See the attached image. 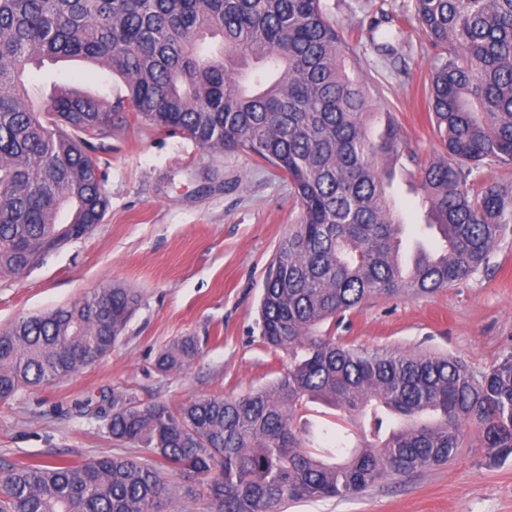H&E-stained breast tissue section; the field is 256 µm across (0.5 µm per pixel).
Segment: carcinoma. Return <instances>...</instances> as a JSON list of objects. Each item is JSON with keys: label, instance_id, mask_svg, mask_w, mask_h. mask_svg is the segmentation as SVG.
Wrapping results in <instances>:
<instances>
[{"label": "carcinoma", "instance_id": "obj_1", "mask_svg": "<svg viewBox=\"0 0 512 512\" xmlns=\"http://www.w3.org/2000/svg\"><path fill=\"white\" fill-rule=\"evenodd\" d=\"M433 51L429 85L443 154L418 170L427 208L404 271L406 223L387 181L400 128L371 107L346 38L321 0H0V275L20 274L103 220L95 142L128 110L209 152L241 149L287 178L300 224L271 261L261 339L291 358L276 381L177 405L112 399V440L148 455L19 464L0 459V512H172L169 473L208 512H286L346 499L447 462L476 426L487 458L512 455V352L488 371L436 355L347 348L321 326L376 295L432 293L486 273L512 223V184L473 173L512 163V0H415ZM221 38L206 54L200 38ZM77 59L122 81L111 106L27 83L45 62ZM138 299L111 286L0 330V401L105 358ZM198 343L161 350L160 373L188 368ZM312 401L356 413L358 443L316 453L295 418Z\"/></svg>", "mask_w": 512, "mask_h": 512}]
</instances>
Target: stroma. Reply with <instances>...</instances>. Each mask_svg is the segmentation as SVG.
<instances>
[{
	"label": "stroma",
	"mask_w": 512,
	"mask_h": 512,
	"mask_svg": "<svg viewBox=\"0 0 512 512\" xmlns=\"http://www.w3.org/2000/svg\"><path fill=\"white\" fill-rule=\"evenodd\" d=\"M348 39L373 108L399 125L404 158L393 183L406 217L403 239L418 236L421 192L416 163L441 154L428 112L433 55L414 15V0H322ZM386 17L396 55L377 52L370 18ZM111 86L121 81L89 66L45 64L29 90L47 102L54 85ZM108 208L86 236L46 253L16 276H0V329L94 291L121 285L139 305L111 354L80 373L0 402V459L17 463L64 454L70 460L120 453L98 415L115 395L176 404L194 397L239 396L284 373L286 354L260 337L265 270L280 240L299 222L300 207L285 176L243 151L211 155L182 134L156 130L134 113L115 120L102 141ZM489 273L429 294L376 296L348 311L338 344L399 354L436 353L474 372L512 352V227ZM196 337L201 353L184 371L157 373L154 360L172 341ZM302 419L315 445L329 448L354 429L348 412L319 401ZM443 465L392 477L358 496L304 500L288 512H512V457L488 465L474 425Z\"/></svg>",
	"instance_id": "obj_1"
}]
</instances>
